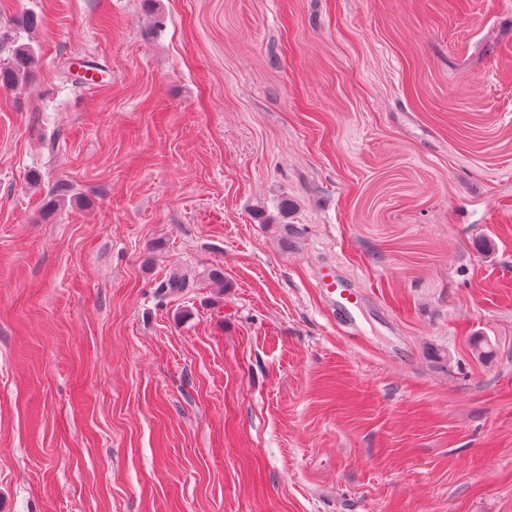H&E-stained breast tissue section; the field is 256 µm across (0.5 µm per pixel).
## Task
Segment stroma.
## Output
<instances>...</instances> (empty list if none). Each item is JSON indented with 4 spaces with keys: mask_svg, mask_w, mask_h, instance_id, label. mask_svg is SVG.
<instances>
[{
    "mask_svg": "<svg viewBox=\"0 0 512 512\" xmlns=\"http://www.w3.org/2000/svg\"><path fill=\"white\" fill-rule=\"evenodd\" d=\"M21 45L0 512H512V0H0ZM317 288L325 297L333 312L344 319L352 327L356 326V311L359 307V297L356 292L347 288L334 269H327L317 280Z\"/></svg>",
    "mask_w": 512,
    "mask_h": 512,
    "instance_id": "35a3bbf8",
    "label": "stroma"
}]
</instances>
